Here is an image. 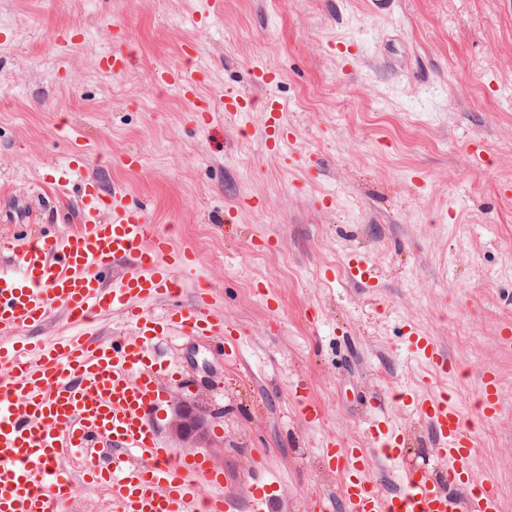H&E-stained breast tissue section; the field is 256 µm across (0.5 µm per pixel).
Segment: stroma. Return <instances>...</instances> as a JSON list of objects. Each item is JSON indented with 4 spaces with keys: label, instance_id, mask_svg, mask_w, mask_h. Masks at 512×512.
Masks as SVG:
<instances>
[{
    "label": "stroma",
    "instance_id": "35a3bbf8",
    "mask_svg": "<svg viewBox=\"0 0 512 512\" xmlns=\"http://www.w3.org/2000/svg\"><path fill=\"white\" fill-rule=\"evenodd\" d=\"M0 0V240L74 225L76 185L58 190V167L79 129L85 175L119 188L157 230L191 243L183 301L198 284L239 333L237 365L206 336H174L183 385L153 415L164 444L171 401L210 414L204 456L242 495L255 469L276 478L291 512H341L337 473L322 470L326 441L364 448L365 390L387 402L410 445L369 473L389 483L435 465L430 429L390 399L415 386L421 365L404 348L406 325L436 338L458 373L437 379L472 423L475 471L493 476L512 512V350L498 343L512 321V0ZM127 26L126 67L100 70ZM75 34L57 47L61 32ZM352 45L350 68L329 44ZM263 63L280 77L250 80ZM203 66L200 93L240 90L246 117L193 106L152 81L159 67ZM288 106L295 164L271 150L261 108ZM484 160L470 154L473 139ZM141 157L122 165L125 153ZM364 253L377 277L343 276ZM498 371L503 410L477 421L480 375ZM305 384L322 411L307 423L292 392Z\"/></svg>",
    "mask_w": 512,
    "mask_h": 512
}]
</instances>
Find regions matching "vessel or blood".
Returning <instances> with one entry per match:
<instances>
[{"instance_id": "b4317fda", "label": "vessel or blood", "mask_w": 512, "mask_h": 512, "mask_svg": "<svg viewBox=\"0 0 512 512\" xmlns=\"http://www.w3.org/2000/svg\"><path fill=\"white\" fill-rule=\"evenodd\" d=\"M158 86L194 100L200 77L192 69L159 68ZM78 222L64 237L40 235L13 247L11 265L0 267V512H55L75 499L78 484L112 487V512H235L226 497L205 493L224 481L222 470L202 456H182L163 447L151 415L165 398V373L151 350L170 332L218 339L225 359L238 358L236 340L206 294L180 299L182 274L198 262L189 243L156 232L123 192H103L95 178L78 190ZM125 262L115 273L116 262ZM349 278L378 284L364 254L348 263ZM164 298L163 313L143 303ZM122 311L133 337L101 338L94 317ZM62 315L82 329L55 342L28 339V331ZM406 343L428 377L453 372L446 353L431 337L408 327ZM400 406L431 430L438 469H410L389 489L368 476L372 456L401 459L407 436L389 421L380 398L370 400L365 431L368 448L326 443L323 465L342 476L344 512H502L492 477L474 471L472 430L444 392L407 389ZM479 419L500 413V379H481ZM99 444L82 481L63 466L71 451ZM282 497L273 481L254 479L249 512H279Z\"/></svg>"}]
</instances>
